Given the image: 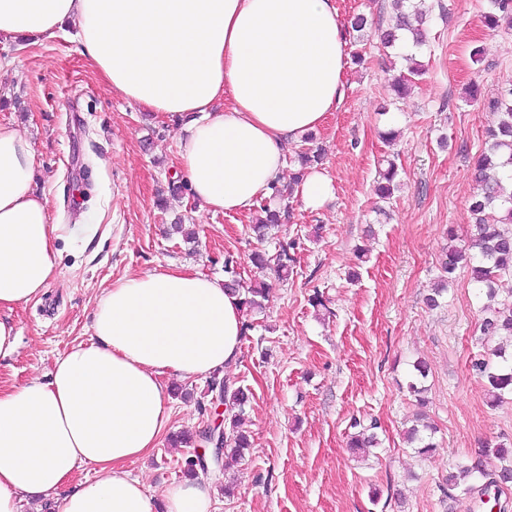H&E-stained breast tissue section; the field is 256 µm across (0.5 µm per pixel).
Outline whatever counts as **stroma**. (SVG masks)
<instances>
[{"label":"stroma","instance_id":"35a3bbf8","mask_svg":"<svg viewBox=\"0 0 512 512\" xmlns=\"http://www.w3.org/2000/svg\"><path fill=\"white\" fill-rule=\"evenodd\" d=\"M427 42L414 61L383 47L393 0H336L345 25L344 99L315 133L320 166L333 185L318 209L290 196L278 237L298 239L287 281L267 279L250 261L258 242L254 213H209L181 182L176 123L112 92L78 51L71 34L34 44L0 40V123L18 126L36 156L35 183L64 228L94 216L84 242L63 236L60 275L12 317L20 345L0 364V384L46 377L57 356L92 335L91 317L118 278L188 266L223 276L233 257L245 282L267 281L263 312L224 375L250 392L253 446L231 470L197 479L216 491L215 512H512V483L498 504L448 489V469L483 443H512V400L493 408L472 368L488 355L479 338L484 304L458 271L439 308L423 298L437 282L449 234L468 239L476 186L474 163L492 103L512 82V28L489 31L488 0H425ZM368 19L364 34L349 30ZM422 66L407 93L391 81ZM398 136L381 137L389 123ZM398 187L381 200L375 187L388 159ZM197 240L171 233L176 217ZM320 306H313V297ZM429 375L426 414L437 449L417 456L404 439L416 411L407 393L414 361ZM207 378L170 379L167 438L130 470L153 490L184 477L195 447H171L169 435L200 434L216 415ZM377 421L379 445L360 457L346 447L353 422ZM233 497H225V485Z\"/></svg>","mask_w":512,"mask_h":512}]
</instances>
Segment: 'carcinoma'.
I'll use <instances>...</instances> for the list:
<instances>
[{
    "label": "carcinoma",
    "instance_id": "cac0c4a2",
    "mask_svg": "<svg viewBox=\"0 0 512 512\" xmlns=\"http://www.w3.org/2000/svg\"><path fill=\"white\" fill-rule=\"evenodd\" d=\"M408 4V9L397 13L395 23L381 33V42L393 47L400 43L407 34L411 35L416 48L425 45V34L422 28L426 11L422 10L417 0H398ZM505 16L512 24V0H490V10L484 15L485 26L494 31L499 27V17ZM494 106L500 109L501 118L496 126L486 131V148L476 164V191L471 197L469 212L474 219L475 233L468 240L456 245L455 236L448 232L447 250L442 254L440 279L424 297V303L429 309L440 305V299L447 291L449 279L461 267L468 270L470 280L477 288L485 292L488 303L482 307L483 317L479 326L481 339L497 342L492 357L480 359L474 364L475 370L485 381L489 403L495 407L504 402L506 396H512V356H506L505 343L512 342V291L505 297H499L498 282L503 279L512 280V232L503 228L512 223V89L508 96L494 101ZM387 170L383 174L384 182L379 184L377 192L380 198L388 199L393 194L392 182L397 175L395 160H387ZM285 191L280 186L273 187L272 194L260 202L259 210L263 216L257 218L252 226L257 239L263 241L271 230L278 228L288 217V207L285 202ZM254 265L268 269L281 280L288 278L290 270L296 263V242L280 240L276 242L272 254L257 251L252 256ZM224 273L228 275L225 286L241 294V305L244 310L257 312L263 309V301L268 297L265 285L246 288L241 284L235 269L234 260L224 259ZM427 364L418 360L413 364V373L407 384L411 393L423 406L426 403L422 385L427 378ZM210 390H218L224 396V405L234 410L229 419V425L224 427V452L221 466L229 469L245 458L251 448L249 436L239 430L245 417V406L249 402V394L241 387L234 388L225 379L213 378L209 381ZM377 428V422L362 428L350 436L348 447L352 451L373 447L377 444L372 430ZM434 427L426 422L415 424L406 431L407 442L420 455L429 456L435 449L428 433ZM481 453L492 454L505 462L498 471V480L508 479L512 482V448L505 443H485ZM487 477L481 462L470 465L460 464L448 471L446 481L448 488H463L471 493L477 484Z\"/></svg>",
    "mask_w": 512,
    "mask_h": 512
}]
</instances>
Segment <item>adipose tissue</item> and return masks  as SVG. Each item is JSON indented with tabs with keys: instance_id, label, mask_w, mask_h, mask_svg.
<instances>
[{
	"instance_id": "adipose-tissue-1",
	"label": "adipose tissue",
	"mask_w": 512,
	"mask_h": 512,
	"mask_svg": "<svg viewBox=\"0 0 512 512\" xmlns=\"http://www.w3.org/2000/svg\"><path fill=\"white\" fill-rule=\"evenodd\" d=\"M74 30L114 93L179 120L178 156L201 209L246 213L285 169L283 145L343 101L335 0H0V37ZM35 152L0 123V360L15 354L10 311L59 276V227L33 187ZM243 308L223 279L181 266L119 279L99 298L89 341L47 379L0 388V512H212L210 487L154 493L128 469L165 433L168 381L206 376L241 354ZM94 480L74 483L79 469Z\"/></svg>"
}]
</instances>
